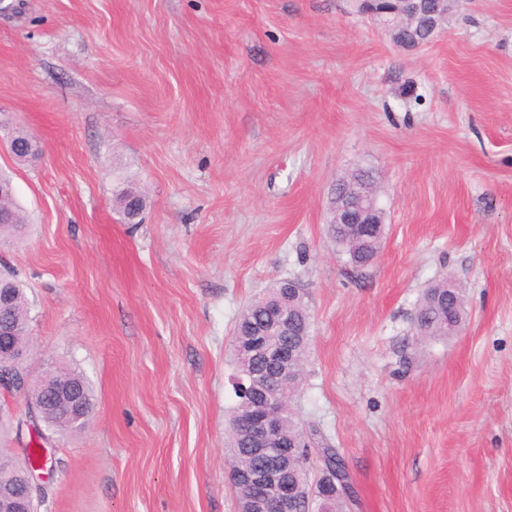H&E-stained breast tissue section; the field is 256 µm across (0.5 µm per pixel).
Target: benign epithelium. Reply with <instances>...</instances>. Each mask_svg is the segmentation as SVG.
I'll use <instances>...</instances> for the list:
<instances>
[{"label": "benign epithelium", "instance_id": "7a95c632", "mask_svg": "<svg viewBox=\"0 0 512 512\" xmlns=\"http://www.w3.org/2000/svg\"><path fill=\"white\" fill-rule=\"evenodd\" d=\"M366 14L381 18L388 27L402 20L418 7V0H363ZM378 193L369 188L358 195V213L344 216L339 211L336 222L351 224L362 236H383L384 212L377 208ZM301 292L294 280H288L283 299L268 308V319L253 329L250 336L234 343L240 355L262 358L276 372L266 384L257 385L241 378L234 379L240 385L242 396L254 402V411L242 424H232V432L244 426L251 436V447L265 459V465L251 471L231 468V478L247 481L265 488L260 499L240 507V512H295L296 506L305 501L309 506L319 500L336 495V490H346L353 497L352 484L337 485L336 471L325 469L315 482L309 481L310 461H304L293 452L295 445L282 441L286 423L288 401L294 392L288 362L293 359V349L288 346V318L292 303ZM11 294L0 289V392L9 394L15 389H24L32 381L26 367L28 347L21 346L15 336L10 318ZM48 401L62 411L72 422L81 420L89 411V404L79 385L59 381ZM39 464L20 465L13 460L0 457V471L9 477L0 480V512H37L39 484L35 471Z\"/></svg>", "mask_w": 512, "mask_h": 512}]
</instances>
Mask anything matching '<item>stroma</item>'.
Masks as SVG:
<instances>
[{
	"label": "stroma",
	"instance_id": "obj_1",
	"mask_svg": "<svg viewBox=\"0 0 512 512\" xmlns=\"http://www.w3.org/2000/svg\"><path fill=\"white\" fill-rule=\"evenodd\" d=\"M0 12V147L28 226L0 240L31 305L28 364L81 372V432L43 444L38 512H237L232 336L291 278L312 317L294 407L342 454L347 512H512V0H461L395 46L352 0H22ZM376 173L366 267L327 235L331 188ZM146 198L127 224L118 187ZM453 275L467 324L421 341ZM24 395H0V454Z\"/></svg>",
	"mask_w": 512,
	"mask_h": 512
}]
</instances>
